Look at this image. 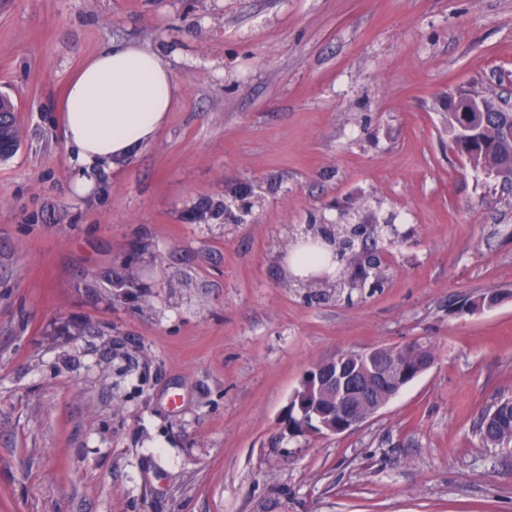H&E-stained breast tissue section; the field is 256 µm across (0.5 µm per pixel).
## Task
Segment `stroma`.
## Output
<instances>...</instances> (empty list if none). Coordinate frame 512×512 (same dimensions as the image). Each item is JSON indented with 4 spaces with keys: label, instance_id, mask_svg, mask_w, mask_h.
<instances>
[{
    "label": "stroma",
    "instance_id": "stroma-1",
    "mask_svg": "<svg viewBox=\"0 0 512 512\" xmlns=\"http://www.w3.org/2000/svg\"><path fill=\"white\" fill-rule=\"evenodd\" d=\"M168 59L136 155L72 189L58 103L102 46ZM455 88L512 97V0H0V512H512V189L450 146ZM247 184V224L197 220ZM395 213L380 287L307 299L289 226ZM498 291L491 307L464 300ZM434 366L339 434L290 432L344 352ZM1 109L4 112H1ZM1 128L6 127L3 129L2 135L5 136L11 143L10 149L6 152L5 155H3L1 158L7 159L10 156H12L15 151L17 150L19 146V136H18V127L15 124L13 113L14 110L9 108L7 105L2 104L1 105ZM480 431L487 445L507 448L512 444V400L497 404L481 421Z\"/></svg>",
    "mask_w": 512,
    "mask_h": 512
}]
</instances>
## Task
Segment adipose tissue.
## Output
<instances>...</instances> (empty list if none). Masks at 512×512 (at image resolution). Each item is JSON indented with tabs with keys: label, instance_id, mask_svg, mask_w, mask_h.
Masks as SVG:
<instances>
[{
	"label": "adipose tissue",
	"instance_id": "1",
	"mask_svg": "<svg viewBox=\"0 0 512 512\" xmlns=\"http://www.w3.org/2000/svg\"><path fill=\"white\" fill-rule=\"evenodd\" d=\"M176 92L165 58L138 43L108 44L85 58L59 105L74 191L89 192L101 165L143 149L165 124Z\"/></svg>",
	"mask_w": 512,
	"mask_h": 512
}]
</instances>
